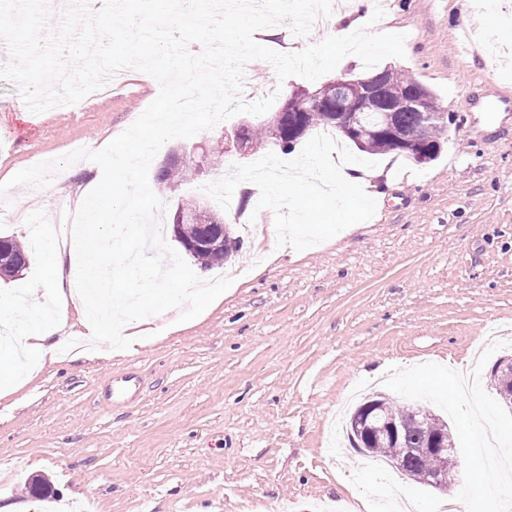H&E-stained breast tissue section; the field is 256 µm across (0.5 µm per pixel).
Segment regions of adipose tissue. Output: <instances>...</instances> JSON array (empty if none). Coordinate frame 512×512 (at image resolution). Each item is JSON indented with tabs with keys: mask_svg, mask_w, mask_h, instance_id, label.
I'll return each instance as SVG.
<instances>
[{
	"mask_svg": "<svg viewBox=\"0 0 512 512\" xmlns=\"http://www.w3.org/2000/svg\"><path fill=\"white\" fill-rule=\"evenodd\" d=\"M376 5V0H354L352 8L337 17L325 41L329 60L343 59L349 40L361 26V11H372ZM182 126L180 116L164 111L160 122L113 139L105 158L113 170L130 172L133 161L144 154L163 151L171 135ZM379 176V171L340 163L329 165L327 178L320 181L310 182L291 174L284 184L302 197L301 209L308 214L316 203L371 186ZM128 185L125 178L106 189L91 184L89 198L76 208L79 221L72 227L84 250L117 257V273L105 279L88 276L85 285H78L74 273L78 270L87 273L88 264L79 254L61 249L57 240H45L46 268L60 288L42 302L37 314H18L22 325L19 336L0 344V397L13 392L19 378L36 375L46 360L55 359L57 351L69 345L72 336L67 329L68 299L77 300V311L87 336L108 344L115 334H123L122 350L126 353L138 344L139 328L169 316L182 298L191 299L201 309L218 304L220 293L208 288H190L188 281L178 275L160 281L155 274L138 273L128 240L139 206ZM101 198L109 202L110 216L106 219L99 218L90 205L91 200Z\"/></svg>",
	"mask_w": 512,
	"mask_h": 512,
	"instance_id": "adipose-tissue-1",
	"label": "adipose tissue"
}]
</instances>
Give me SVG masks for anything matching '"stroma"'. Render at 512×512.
Listing matches in <instances>:
<instances>
[{
	"instance_id": "1",
	"label": "stroma",
	"mask_w": 512,
	"mask_h": 512,
	"mask_svg": "<svg viewBox=\"0 0 512 512\" xmlns=\"http://www.w3.org/2000/svg\"><path fill=\"white\" fill-rule=\"evenodd\" d=\"M512 0H378L349 48V63L329 79L389 67L434 93L450 114L437 158L419 164L396 152H360L340 132L313 127L291 153L227 149L219 166L233 205L224 221L242 245L228 261L201 267L173 237L176 274L220 288L223 301L197 315L191 301L180 330L153 337L134 352L46 362L32 379L0 398V507L48 512L69 503L86 512H266L289 499L295 512L312 503L356 502L393 512L401 496L416 512H436L445 491L421 485L390 465L362 466L353 448H329L333 415L351 389L424 405L447 419L455 441L454 490L475 512H502L512 487V409L491 372L512 346H484L494 327L512 329V112L491 116L498 97L512 96ZM393 53H384V41ZM245 81L280 110L301 77L278 81L268 62L247 65ZM146 73L119 70L109 95L71 111L35 114L16 107L14 83L0 79V235L30 245L34 225L55 230L60 205L84 196L92 179L111 182L87 142H110L157 97ZM382 169L357 223L342 201L318 208L319 230L292 242L284 227L301 214L288 196L253 200L240 184L295 164L317 180L336 157ZM164 154L139 163L131 178L146 187L139 206L159 224L192 198L213 172L165 186L155 180ZM75 174L56 195L53 169ZM41 252L16 280L0 283V312L22 297L33 311L52 283ZM477 385L453 395L460 376ZM481 408L480 424L470 413ZM486 466L487 482L470 469ZM49 494L30 491L32 478Z\"/></svg>"
}]
</instances>
